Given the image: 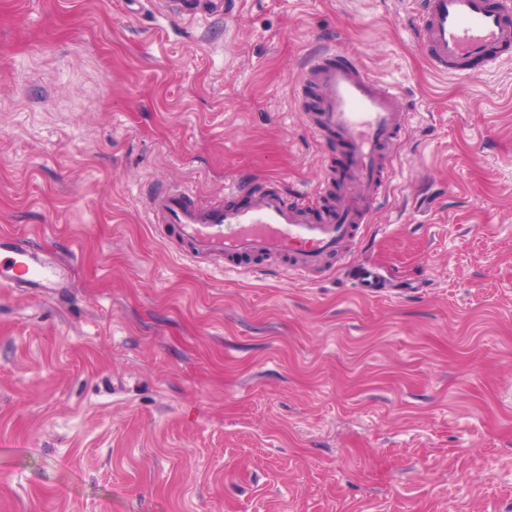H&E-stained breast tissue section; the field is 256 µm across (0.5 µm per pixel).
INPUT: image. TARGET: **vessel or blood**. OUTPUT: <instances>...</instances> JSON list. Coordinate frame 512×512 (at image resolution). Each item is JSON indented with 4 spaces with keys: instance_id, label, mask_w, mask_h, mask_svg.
Returning a JSON list of instances; mask_svg holds the SVG:
<instances>
[{
    "instance_id": "1",
    "label": "vessel or blood",
    "mask_w": 512,
    "mask_h": 512,
    "mask_svg": "<svg viewBox=\"0 0 512 512\" xmlns=\"http://www.w3.org/2000/svg\"><path fill=\"white\" fill-rule=\"evenodd\" d=\"M417 36L431 69L465 74L477 61H493L512 46V0H418ZM301 89L316 94L314 110L302 111L316 137L333 136L343 159L322 186L330 199L312 207L305 192L285 193L268 184L244 202L196 203L188 191L165 188L147 195L148 221L170 234L179 253L220 269L258 273L271 268L307 280L333 272L359 245L393 173L394 143L407 114L393 88L356 62L318 52L301 70ZM0 289L41 291L69 285L59 263L39 259L21 240L0 237Z\"/></svg>"
}]
</instances>
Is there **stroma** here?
<instances>
[{
	"label": "stroma",
	"instance_id": "obj_1",
	"mask_svg": "<svg viewBox=\"0 0 512 512\" xmlns=\"http://www.w3.org/2000/svg\"><path fill=\"white\" fill-rule=\"evenodd\" d=\"M0 0V512H512V52L435 74L413 0ZM335 46L409 114L387 198L316 282L184 258L143 199L314 192ZM0 289L43 291L50 295L57 288H70L65 266L40 260L21 240L11 236L0 237Z\"/></svg>",
	"mask_w": 512,
	"mask_h": 512
}]
</instances>
